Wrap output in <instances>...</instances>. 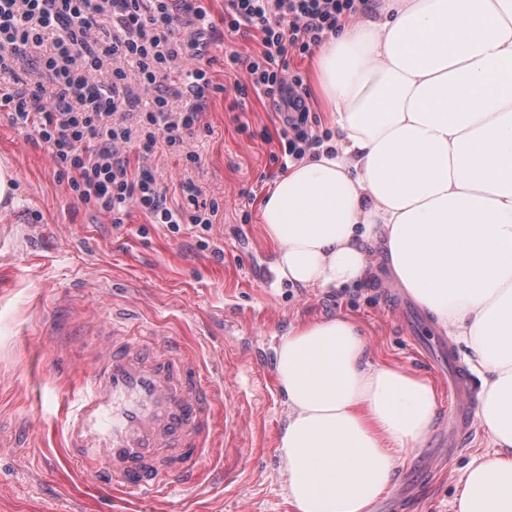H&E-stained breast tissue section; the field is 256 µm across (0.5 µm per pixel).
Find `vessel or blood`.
<instances>
[{
	"label": "vessel or blood",
	"instance_id": "vessel-or-blood-1",
	"mask_svg": "<svg viewBox=\"0 0 512 512\" xmlns=\"http://www.w3.org/2000/svg\"><path fill=\"white\" fill-rule=\"evenodd\" d=\"M103 346L92 347V371L71 393L66 444L95 479L133 498L162 497L211 456L222 386L196 354L166 352L154 328L129 335L104 322Z\"/></svg>",
	"mask_w": 512,
	"mask_h": 512
}]
</instances>
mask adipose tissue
I'll use <instances>...</instances> for the list:
<instances>
[{"mask_svg": "<svg viewBox=\"0 0 512 512\" xmlns=\"http://www.w3.org/2000/svg\"><path fill=\"white\" fill-rule=\"evenodd\" d=\"M334 135L260 208L279 279L342 288L380 247L474 362L489 452L457 512H512V0H372L318 48ZM277 452L294 512H369L438 408L426 378L372 362L351 320L299 324L275 352Z\"/></svg>", "mask_w": 512, "mask_h": 512, "instance_id": "ef3b65f1", "label": "adipose tissue"}]
</instances>
